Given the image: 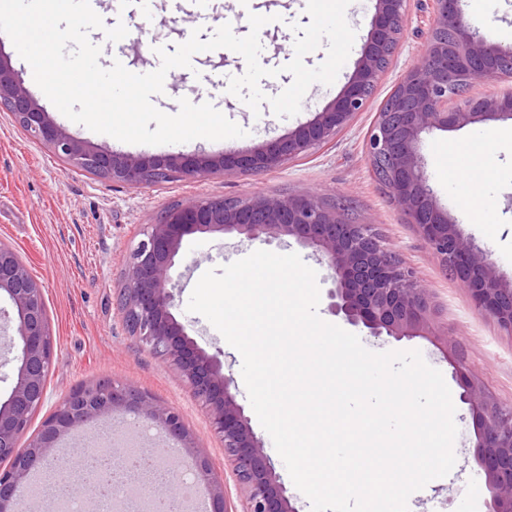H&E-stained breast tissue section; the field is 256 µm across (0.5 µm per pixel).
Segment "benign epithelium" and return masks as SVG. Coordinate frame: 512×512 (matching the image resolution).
<instances>
[{
	"label": "benign epithelium",
	"instance_id": "1",
	"mask_svg": "<svg viewBox=\"0 0 512 512\" xmlns=\"http://www.w3.org/2000/svg\"><path fill=\"white\" fill-rule=\"evenodd\" d=\"M407 0H376L369 38L344 91L314 118L275 141L244 153L133 156L107 146H89L73 138L36 102L14 71L0 59V108L12 112L39 142L71 165L114 182L152 184L173 177H206L218 171L263 174L332 140L362 111L372 88L407 25ZM463 0H431V37L421 57L406 71L379 112L366 143L370 166L391 200L414 225L445 267L469 290L477 311L512 334V276L504 275L441 208L430 185L421 153L426 134L472 124L512 122V96L468 97V89L506 73L512 46L474 27L460 7ZM462 98L448 107L449 95ZM195 233H220L282 239L291 237L311 248L330 271L327 312L368 336H430L443 348L448 334L433 329L434 304L428 288L404 267L367 224H353L310 195H257L191 199L163 211L147 225L129 257L114 304L127 332L166 360L182 378L192 401L208 410L211 428L243 492V512H299L256 437L251 419L238 402L233 377L214 355L200 349L175 316L178 303L173 277L183 239ZM14 310L16 380L0 402V512H35L36 499L23 492L33 473L55 470L57 450L76 433L117 416L134 415L163 433L193 463L205 485L209 512H228L224 477L215 474L194 433L173 407L117 381L83 383L64 396L33 436H27L34 412L48 395L52 336L43 286L32 277L16 251L0 243V297ZM475 419L477 465L485 476L487 512H512V408L505 409L485 392L478 376L460 360L454 366ZM60 480L85 499L99 494V480L86 460L73 461ZM178 479L142 496L145 512H161L174 501Z\"/></svg>",
	"mask_w": 512,
	"mask_h": 512
}]
</instances>
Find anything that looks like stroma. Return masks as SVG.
<instances>
[{"label":"stroma","instance_id":"35a3bbf8","mask_svg":"<svg viewBox=\"0 0 512 512\" xmlns=\"http://www.w3.org/2000/svg\"><path fill=\"white\" fill-rule=\"evenodd\" d=\"M428 0H408V23L389 63L362 112L329 143L293 159L282 168L264 174L229 172L204 178L183 177L149 185H130L81 171L57 157L53 150L32 139L11 112L0 109V240L21 256L33 277L44 287L47 315L53 336L49 396L32 418L29 431L37 433L57 403L78 385L96 380H116L133 385L177 409L208 456L213 470L223 475L228 508L245 507L232 469L224 461L220 439L211 429L204 408L192 401L173 368L141 346L125 330L112 305L130 252L143 240L147 225L169 207L190 199L225 196L307 194L335 206L349 222L366 224L393 249L399 260L412 268L430 289L434 321L456 344L457 355L478 374L496 401L512 406V335L480 316L469 294L428 248L413 225L391 201L372 173L366 142L381 105L408 67L423 53L427 40ZM307 0H256L258 15L269 22L260 31V63L271 69L264 90L273 97L291 85L293 77L283 67L294 55L295 26H306L310 17ZM464 11L480 29L490 31L502 45L512 44V0H465ZM375 13V0H352L345 11L355 31L351 52L332 85L312 84L301 101L300 112L279 117L243 109L242 100L225 93L229 79L238 76L240 54L227 50L200 57L192 68L174 75L155 95L156 107L173 115L180 99L210 103L246 132L245 137L221 141H190L180 144L143 145L99 134L65 117L36 85L30 65L21 58L11 39L0 32V58L19 74L33 98L50 118L73 137L91 146L105 145L132 155L234 153L287 136L313 119L317 112L342 92L353 74L367 42ZM136 36L125 47L130 71L159 68L153 48L167 51L186 42L192 32L208 37L210 27L190 13L176 11L171 0H156L151 14L129 20ZM452 141L482 144L477 156H462V168L490 167L491 173L477 188L448 177L447 145ZM422 154L431 175L439 205L460 225L465 235L487 249L495 265L512 274V124H476L427 136ZM278 254L294 252L317 273L319 289H327L329 271L317 261L312 249L298 243L283 246L262 240L219 234H192L183 242L182 263L189 269L175 312L179 322L193 326L196 341L207 353L217 355L225 373L241 379L242 356L201 314L187 304L201 275L221 270L257 250ZM361 342L371 351L419 350L424 360L442 372L455 396L454 443L456 466L445 477L430 481L408 500L409 512H484L488 496L484 479L474 460V419L452 361L431 340L416 337L379 345L369 337Z\"/></svg>","mask_w":512,"mask_h":512}]
</instances>
